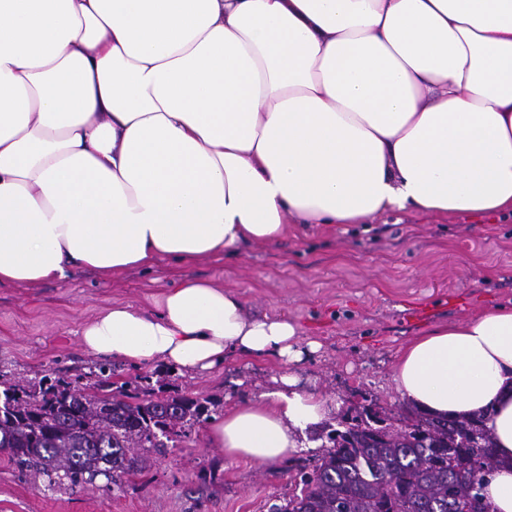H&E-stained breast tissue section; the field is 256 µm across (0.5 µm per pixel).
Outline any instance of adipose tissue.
I'll return each instance as SVG.
<instances>
[{"mask_svg":"<svg viewBox=\"0 0 512 512\" xmlns=\"http://www.w3.org/2000/svg\"><path fill=\"white\" fill-rule=\"evenodd\" d=\"M406 208L512 213V0H0V284ZM81 342L192 375L320 347L198 280L153 312L112 307ZM393 382L434 415L493 407L512 458V306L417 337ZM333 409L283 373L209 437L276 463Z\"/></svg>","mask_w":512,"mask_h":512,"instance_id":"ef3b65f1","label":"adipose tissue"}]
</instances>
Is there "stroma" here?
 Listing matches in <instances>:
<instances>
[{
	"label": "stroma",
	"instance_id": "stroma-1",
	"mask_svg": "<svg viewBox=\"0 0 512 512\" xmlns=\"http://www.w3.org/2000/svg\"><path fill=\"white\" fill-rule=\"evenodd\" d=\"M185 280L234 292L249 314L285 317L302 341L321 348L284 365L273 356L225 357L201 376L154 362L140 367L92 354L81 331L115 305L150 312ZM512 304V216L458 213L435 217L388 211L364 224H292L270 243L241 246L192 263L161 259L105 280L88 270L62 282L0 285V383L73 379L110 364L117 383L150 376L152 385L210 398L213 419L254 401L272 377L291 371L338 410L369 405L398 411L393 367L402 348L446 323ZM202 425L178 447L154 453L146 469L112 487H47L22 474L0 451V512H275L295 469L322 455L319 440L278 464L225 457Z\"/></svg>",
	"mask_w": 512,
	"mask_h": 512
}]
</instances>
